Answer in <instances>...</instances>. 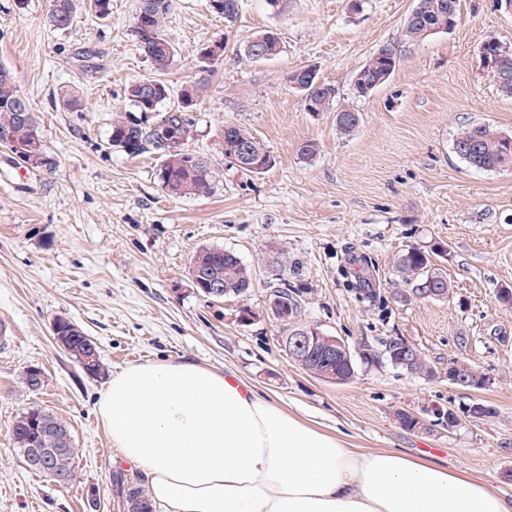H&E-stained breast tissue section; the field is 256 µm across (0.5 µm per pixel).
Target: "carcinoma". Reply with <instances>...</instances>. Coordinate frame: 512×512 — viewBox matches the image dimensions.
Here are the masks:
<instances>
[{
  "instance_id": "cac0c4a2",
  "label": "carcinoma",
  "mask_w": 512,
  "mask_h": 512,
  "mask_svg": "<svg viewBox=\"0 0 512 512\" xmlns=\"http://www.w3.org/2000/svg\"><path fill=\"white\" fill-rule=\"evenodd\" d=\"M214 11L227 21L239 12L240 0H211ZM170 8L169 0H141L135 19L134 32L143 54L150 60L155 76L146 79L152 88L145 89L141 80L131 81L125 94L133 111L112 123L111 145L131 156L155 151L164 157L160 169L162 187L173 197L206 196L212 192L215 172L204 155L193 150L169 152L164 140L185 139L189 134L185 112L196 108L200 100V86L191 85L181 90L178 106L168 112V125L164 135L151 132L149 122L140 117L142 112H157L159 106L171 94L169 85L161 79L175 63L174 50L163 33V22ZM415 10L421 19L407 21L404 35L409 41H420L438 31L455 26L457 0H417ZM76 12L75 0H52L48 21L56 30L68 28ZM262 45L268 57L279 54L281 38L274 30H267L253 38L245 53L256 59L251 49ZM488 52L490 68L495 80L508 74L512 76V49L500 44L483 45ZM397 65V53L393 46L386 47L382 55L372 54L356 72L354 88L358 95L366 96L389 80ZM336 98V89L318 83L308 87L305 107L313 112L330 109ZM338 127L349 132L359 122V113L342 109L336 113ZM224 157L229 159L239 151L241 143H247L250 153L247 170L262 173L272 165V158L263 145L252 135L235 125H226L222 130ZM507 135L486 124H470L457 134L453 141V152L467 165L483 171L512 168V145L506 144ZM0 147L23 152L22 162L33 168L48 164L43 148L39 123L30 101L19 91L11 72L0 66ZM192 266L199 277L212 287L220 289L223 296L240 297L252 287L251 273L241 259L232 251L218 247L201 250L193 259ZM399 277L408 285L401 298L446 299L452 290L448 276L433 266L429 253L414 249L402 255L397 264ZM271 315L280 322L283 335L298 329L311 330V325L301 321V304L297 293L285 288L272 290L269 303ZM62 344L79 364L91 356L86 349L85 333L72 321L59 317ZM317 343L309 356L297 362L303 370L318 378L337 385L346 384L358 375L361 369L388 365L410 376L432 378L435 370L421 350L410 346L407 351L397 347L407 343L401 336H391L380 346L363 339L356 347H348V353L327 361L323 354L336 348L340 338L316 330ZM448 368L458 373L463 380L461 387L481 389L486 377L478 367L460 358L448 360ZM14 445L25 467L35 473L48 476L59 488L65 490L75 479L74 470L79 449L66 421L42 407H29L20 413L12 426ZM34 448H51L53 452L44 467H34L29 455ZM125 504H135L143 512H155L148 491L131 483L125 493Z\"/></svg>"
}]
</instances>
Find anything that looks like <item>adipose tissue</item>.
I'll return each instance as SVG.
<instances>
[{"label": "adipose tissue", "instance_id": "adipose-tissue-1", "mask_svg": "<svg viewBox=\"0 0 512 512\" xmlns=\"http://www.w3.org/2000/svg\"><path fill=\"white\" fill-rule=\"evenodd\" d=\"M99 419L165 512H512L488 485L365 454L223 372L178 360L111 378Z\"/></svg>", "mask_w": 512, "mask_h": 512}]
</instances>
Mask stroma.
I'll list each match as a JSON object with an SVG mask.
<instances>
[{
	"mask_svg": "<svg viewBox=\"0 0 512 512\" xmlns=\"http://www.w3.org/2000/svg\"><path fill=\"white\" fill-rule=\"evenodd\" d=\"M416 0H241L226 23L210 0H170L164 34L176 63L164 76L178 104L182 86L203 87L187 113V149L216 172L203 197L169 196L156 153L132 157L112 147L113 120L130 104L124 89L153 76L133 31L140 0H112L97 19L79 0L73 23L49 28L50 0H0V65L13 74L38 117L49 166L32 168L0 148V319L21 340L0 346V512H126L116 481L145 483L120 462L100 423L110 379L134 364L183 358L237 376L287 414L369 453L395 450L481 480L512 496V169L468 167L452 151L458 131L485 123L512 133V98L502 96L481 47H512V10L500 0H459L455 27L419 42L404 39ZM278 30V56L254 61L244 45ZM223 42L205 65L202 45ZM393 45L391 78L368 95L354 73L380 46ZM310 65L336 89L333 108L309 112L290 71ZM77 91L78 108L63 98ZM359 112L349 133L337 109ZM233 124L273 159L256 174L224 157L221 131ZM318 146L301 157L304 142ZM235 252L253 286L241 297H204L189 266L201 249ZM420 249L454 289L446 300L398 302L394 264ZM300 293L302 319L349 344L401 336L435 369L418 379L389 367L361 370L334 385L295 365L267 309L272 286ZM250 309V320L240 318ZM63 317L98 345L92 376L54 340ZM468 336L459 346L457 336ZM464 358L484 389L453 385L448 361ZM40 367L43 388L22 377ZM482 401L494 418L454 429H403L394 414L432 406L464 411ZM39 406L66 420L79 455L65 490L29 471L12 424Z\"/></svg>",
	"mask_w": 512,
	"mask_h": 512,
	"instance_id": "35a3bbf8",
	"label": "stroma"
}]
</instances>
